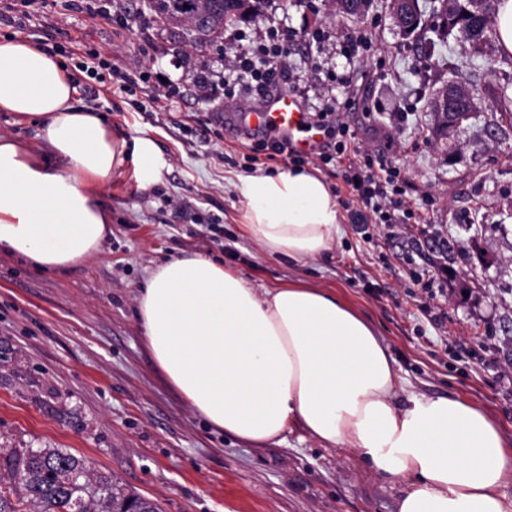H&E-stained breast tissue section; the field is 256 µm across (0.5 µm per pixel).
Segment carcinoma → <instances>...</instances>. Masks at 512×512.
<instances>
[{"label": "carcinoma", "mask_w": 512, "mask_h": 512, "mask_svg": "<svg viewBox=\"0 0 512 512\" xmlns=\"http://www.w3.org/2000/svg\"><path fill=\"white\" fill-rule=\"evenodd\" d=\"M499 0H439L433 10L441 25L426 20V12L402 29L416 49L431 52L432 32L454 36L471 54H484L490 42L493 15L489 2ZM264 0H151L150 9L168 26L171 40L192 49L220 42L224 26L256 11ZM9 489L0 491V512H159L150 499L126 493L114 478L96 475L88 462L58 448H40L16 455L9 471Z\"/></svg>", "instance_id": "obj_1"}]
</instances>
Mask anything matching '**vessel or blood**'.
Listing matches in <instances>:
<instances>
[{"label": "vessel or blood", "instance_id": "b4317fda", "mask_svg": "<svg viewBox=\"0 0 512 512\" xmlns=\"http://www.w3.org/2000/svg\"><path fill=\"white\" fill-rule=\"evenodd\" d=\"M231 135L252 133L290 142L302 153H310L323 142V133L312 125L308 112L290 94L278 93L251 108L230 127Z\"/></svg>", "mask_w": 512, "mask_h": 512}]
</instances>
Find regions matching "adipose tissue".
I'll use <instances>...</instances> for the list:
<instances>
[{"label":"adipose tissue","instance_id":"obj_1","mask_svg":"<svg viewBox=\"0 0 512 512\" xmlns=\"http://www.w3.org/2000/svg\"><path fill=\"white\" fill-rule=\"evenodd\" d=\"M76 94L58 56L0 37V112L41 123L47 143L0 138V247L42 270L98 250L111 222L101 192L126 166L146 189L167 164L152 138L114 134ZM238 189L243 227L269 253L300 263L340 238L337 197L307 168L243 176ZM137 317L156 368L214 429L260 446L295 425L350 446L398 485V512H512L498 426L467 402L400 396L375 325L335 292L256 288L209 258H177L150 272Z\"/></svg>","mask_w":512,"mask_h":512}]
</instances>
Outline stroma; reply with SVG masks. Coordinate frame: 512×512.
<instances>
[{
    "label": "stroma",
    "instance_id": "1",
    "mask_svg": "<svg viewBox=\"0 0 512 512\" xmlns=\"http://www.w3.org/2000/svg\"><path fill=\"white\" fill-rule=\"evenodd\" d=\"M98 0H43L24 14L0 0V36L33 38L72 73L92 63L96 97L81 104L131 139L151 136L167 160L141 189L132 169L102 192L112 222L99 249L62 273L41 272L0 249V448H61L118 479L161 512H397L399 488L350 447L323 448L300 427L256 446L210 427L156 371L137 319L151 270L201 255L253 285L305 282L336 292L369 318L406 389L471 402L512 446V114L482 108L451 136L433 110L453 76L512 96V68L469 57L457 40L427 67L407 51L390 0L360 20L331 0H263L224 30L243 52L278 28L293 32L288 69L307 111L337 99L356 144L397 172L405 203L394 239L365 238L342 176L320 174L341 205V236L321 258L272 256L240 227L239 175L285 169L252 161L245 139L224 135L235 113L206 102L193 80L224 75L221 51L172 42L148 0H124L120 15ZM329 35L327 45L313 38ZM171 105L147 109L159 80ZM188 205L186 214L166 197ZM448 275H441V267ZM447 315L446 339L419 311Z\"/></svg>",
    "mask_w": 512,
    "mask_h": 512
}]
</instances>
